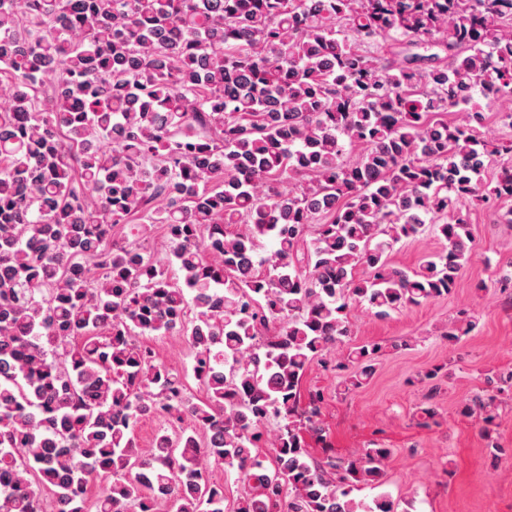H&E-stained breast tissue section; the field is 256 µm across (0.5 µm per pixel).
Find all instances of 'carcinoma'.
Listing matches in <instances>:
<instances>
[{
	"instance_id": "cac0c4a2",
	"label": "carcinoma",
	"mask_w": 512,
	"mask_h": 512,
	"mask_svg": "<svg viewBox=\"0 0 512 512\" xmlns=\"http://www.w3.org/2000/svg\"><path fill=\"white\" fill-rule=\"evenodd\" d=\"M379 40L398 64L358 47ZM1 71L0 512H394L353 496L391 449L312 456L325 396L301 405L302 380L330 358L336 391L370 381L382 346H347L351 305L450 294L477 257L460 202L512 198V167L482 181L512 141L479 102L512 101V0H0ZM429 227L445 248L394 266ZM173 334L197 401L139 341ZM461 415L490 432L492 402ZM145 416L200 433L143 453ZM213 462L243 487L227 507Z\"/></svg>"
}]
</instances>
